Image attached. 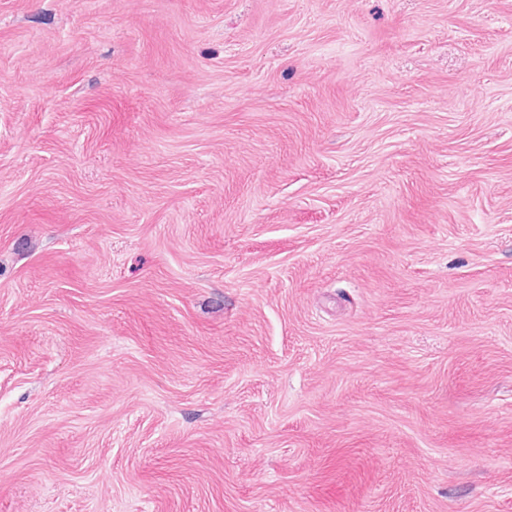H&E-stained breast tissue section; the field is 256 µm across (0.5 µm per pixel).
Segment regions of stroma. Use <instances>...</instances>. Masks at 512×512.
Returning <instances> with one entry per match:
<instances>
[{"mask_svg":"<svg viewBox=\"0 0 512 512\" xmlns=\"http://www.w3.org/2000/svg\"><path fill=\"white\" fill-rule=\"evenodd\" d=\"M0 512H512V0H0Z\"/></svg>","mask_w":512,"mask_h":512,"instance_id":"stroma-1","label":"stroma"}]
</instances>
